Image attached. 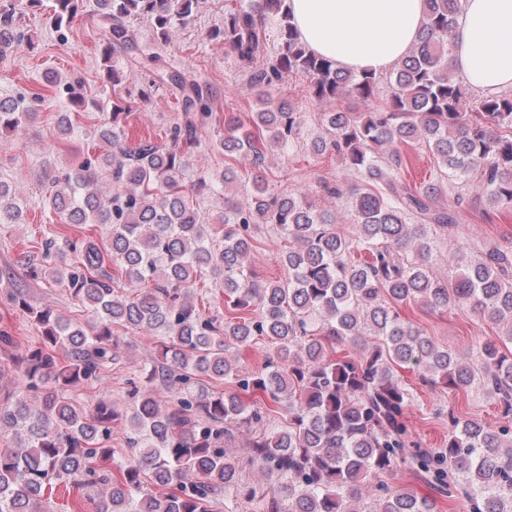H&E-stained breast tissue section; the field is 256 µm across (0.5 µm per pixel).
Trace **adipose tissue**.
I'll return each mask as SVG.
<instances>
[{
    "mask_svg": "<svg viewBox=\"0 0 512 512\" xmlns=\"http://www.w3.org/2000/svg\"><path fill=\"white\" fill-rule=\"evenodd\" d=\"M451 64L485 93L512 88V0H461ZM301 41L336 66L375 73L406 56L421 31L424 0H288Z\"/></svg>",
    "mask_w": 512,
    "mask_h": 512,
    "instance_id": "obj_1",
    "label": "adipose tissue"
}]
</instances>
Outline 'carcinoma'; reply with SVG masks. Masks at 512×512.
Masks as SVG:
<instances>
[{"instance_id":"1","label":"carcinoma","mask_w":512,"mask_h":512,"mask_svg":"<svg viewBox=\"0 0 512 512\" xmlns=\"http://www.w3.org/2000/svg\"><path fill=\"white\" fill-rule=\"evenodd\" d=\"M102 30V66L112 92L128 76L166 88L182 116L166 140L130 138L131 107L112 104L98 129L107 151L62 171L45 167L47 209L67 225L95 224L98 241L43 233L41 271L92 313L72 323L12 288L0 299L22 309L38 341L13 360L16 387L0 398V512H49L53 488L70 483L98 496L97 512H217L228 501L250 512H437L435 502L387 481L399 468L471 512H512V246L492 237L464 238L458 217L440 205L448 175L478 176L491 208L512 205V90L475 94L450 65L461 0H424L419 39L379 75L342 70L299 39L287 0H224L221 39L266 99L247 121L216 106L218 87L142 48L133 29L146 21L158 43L196 17L199 0H94ZM42 0H0V57L33 51L19 19ZM85 15V0H52L48 20L60 40ZM134 61L129 73L114 66ZM290 75L307 80L315 102L336 104L321 116L315 151L334 153L360 185L350 196L345 235L315 189L273 192L255 179L246 205L224 194V212L205 220L200 194L224 190L232 171L192 170L187 150L203 130L224 129L218 147L242 154L262 172L266 144H300L305 115L268 88ZM52 96L80 111V81L45 74ZM384 103L367 112L381 84ZM45 102L39 90L0 99V135H22ZM425 146L435 174L420 185L401 172L400 146ZM27 204L0 181V225L24 224ZM258 229L288 241V277L263 282L246 265ZM463 238L455 275L434 272L435 240ZM208 278L224 296L223 318L188 301ZM418 305L445 314L466 308L501 326L502 336L465 358L402 317ZM148 332L159 357L126 378L128 404L80 403L119 363L127 337ZM268 339L263 367L246 371L230 359L256 337ZM331 344L326 349L325 344ZM355 346V354L346 346ZM408 368L432 386L480 391L499 401L495 427L451 419L448 442L428 448L407 414L416 395L397 375ZM229 388H224V385ZM285 424L271 423L273 414ZM126 423L123 447L112 424ZM251 433L245 459L226 448ZM275 475L272 492L244 483L239 471ZM195 479L189 481L187 476Z\"/></svg>"}]
</instances>
